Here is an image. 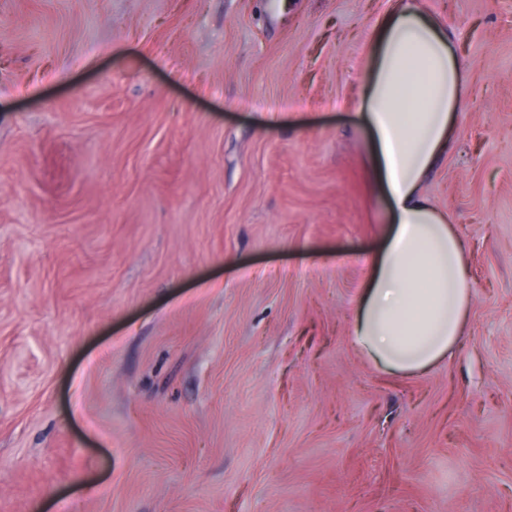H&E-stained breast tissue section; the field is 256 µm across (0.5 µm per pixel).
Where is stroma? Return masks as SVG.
Returning a JSON list of instances; mask_svg holds the SVG:
<instances>
[{
    "label": "stroma",
    "mask_w": 512,
    "mask_h": 512,
    "mask_svg": "<svg viewBox=\"0 0 512 512\" xmlns=\"http://www.w3.org/2000/svg\"><path fill=\"white\" fill-rule=\"evenodd\" d=\"M289 2L0 0V512H512V0H422L472 304L413 377L350 337L394 0Z\"/></svg>",
    "instance_id": "1"
}]
</instances>
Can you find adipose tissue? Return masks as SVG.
<instances>
[{
	"instance_id": "ef3b65f1",
	"label": "adipose tissue",
	"mask_w": 512,
	"mask_h": 512,
	"mask_svg": "<svg viewBox=\"0 0 512 512\" xmlns=\"http://www.w3.org/2000/svg\"><path fill=\"white\" fill-rule=\"evenodd\" d=\"M367 55L360 99L371 134L367 172L390 226L368 260L351 336L377 366L412 376L451 356L465 334L467 246L422 185L456 135L467 85L451 33L420 0H395Z\"/></svg>"
}]
</instances>
